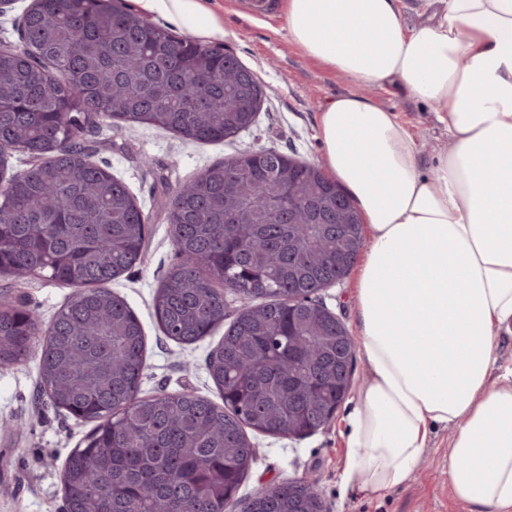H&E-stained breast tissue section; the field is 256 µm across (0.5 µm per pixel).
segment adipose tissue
<instances>
[{
    "label": "adipose tissue",
    "mask_w": 512,
    "mask_h": 512,
    "mask_svg": "<svg viewBox=\"0 0 512 512\" xmlns=\"http://www.w3.org/2000/svg\"><path fill=\"white\" fill-rule=\"evenodd\" d=\"M218 31L202 0H137ZM289 40L353 85L320 111L328 173L358 209L359 386L343 478L369 498L403 487L436 427H453L448 482L471 512H512V0H285ZM430 105L450 147L423 175L406 122L362 95Z\"/></svg>",
    "instance_id": "ef3b65f1"
}]
</instances>
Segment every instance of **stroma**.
Returning a JSON list of instances; mask_svg holds the SVG:
<instances>
[{"mask_svg":"<svg viewBox=\"0 0 512 512\" xmlns=\"http://www.w3.org/2000/svg\"><path fill=\"white\" fill-rule=\"evenodd\" d=\"M223 28L207 34L188 30L174 15L150 13L149 19L169 34H193L200 42L230 46L256 74L267 98L255 124L235 138L201 144L175 133L109 120L91 138V159L108 165L151 217L141 263L112 280L119 295L139 317L146 339L141 394L191 390L212 401L221 395L206 370V358L224 331L182 345L163 336L153 309V296L177 258L165 214L176 191L202 169L248 149L276 148L300 160L322 163L319 114L329 100L348 93L350 84L326 66L308 58L288 39L284 0H270L268 11L255 10L250 0H209ZM376 104L396 112L415 134L424 159L448 147V134L429 107L388 87L367 92ZM356 273L340 284L321 289L316 298L347 331L357 321ZM9 291L35 311L42 325L70 299V287L44 279L0 278ZM37 354L19 364L0 365V512H63L62 470L67 456L90 431V424L39 400ZM354 411L345 397L324 428L292 439L255 431L248 437L256 448L238 503L226 512H241V500L264 484L289 479L311 480L325 512H470L448 485L450 431H437L410 483L382 500H369L347 490L343 432Z\"/></svg>","mask_w":512,"mask_h":512,"instance_id":"35a3bbf8","label":"stroma"}]
</instances>
